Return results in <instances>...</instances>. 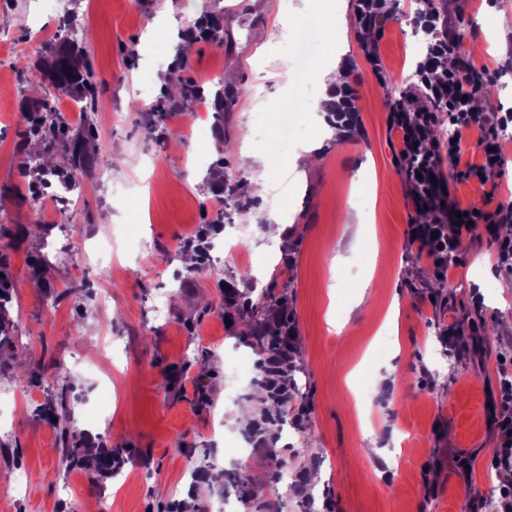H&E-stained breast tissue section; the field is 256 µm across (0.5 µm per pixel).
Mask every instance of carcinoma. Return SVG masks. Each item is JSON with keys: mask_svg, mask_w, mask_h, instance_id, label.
<instances>
[{"mask_svg": "<svg viewBox=\"0 0 512 512\" xmlns=\"http://www.w3.org/2000/svg\"><path fill=\"white\" fill-rule=\"evenodd\" d=\"M210 26L224 28L222 0H211V12L206 19L187 26L182 35L191 40L202 39L204 29ZM42 51L47 54L46 59L34 63L33 68L39 73L45 88L62 92L80 103L81 128L74 134L70 133V123L47 97L37 101L22 99L19 111L29 124V137L41 144V153L52 154L58 145H63V164L38 165L41 181L46 184L55 178L66 183L88 174L94 164L88 145L95 139L93 115L97 105V84L90 56L81 49L77 29L70 19L64 18L59 22L56 37L45 43ZM199 102L211 106L215 112L216 126L224 129V85L220 84L215 91L210 92L199 82L179 78L174 92L166 94L154 112L155 120L148 126L149 134H154L168 116L185 112ZM11 302L8 290L0 288V347L12 342L9 320ZM287 305L288 293L285 288L277 293L271 286L265 289L261 299L256 302L241 299L232 289L224 290V314L231 317L233 324L238 326V336L276 365L275 379L280 378L281 365L294 353L293 336L288 332V317L281 315L271 321L268 312L284 309ZM286 388L288 395L282 397L275 392L274 379L262 378L256 382V389L250 399L260 405L268 402L284 404L298 393L295 379L287 378ZM55 400L60 404V409H52L50 415L57 419L54 426L66 449L69 465L91 462L97 469L109 474L119 470L128 459L126 450L106 448L91 458L82 456V449L78 448L81 439L71 431L70 419L66 415L65 392L56 393Z\"/></svg>", "mask_w": 512, "mask_h": 512, "instance_id": "cac0c4a2", "label": "carcinoma"}]
</instances>
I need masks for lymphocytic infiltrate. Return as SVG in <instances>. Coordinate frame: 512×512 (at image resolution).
I'll list each match as a JSON object with an SVG mask.
<instances>
[{
    "instance_id": "lymphocytic-infiltrate-1",
    "label": "lymphocytic infiltrate",
    "mask_w": 512,
    "mask_h": 512,
    "mask_svg": "<svg viewBox=\"0 0 512 512\" xmlns=\"http://www.w3.org/2000/svg\"><path fill=\"white\" fill-rule=\"evenodd\" d=\"M422 29L433 36L426 56L417 67L418 93L397 100L389 109V136L398 148L396 158L405 160V177L412 185L411 207L415 216L408 242L419 256L430 260L436 279H446L459 266L465 242L480 238L483 230L512 224V207L497 205L460 217L457 185L478 179L492 182L503 155L500 134L512 126V113L488 111L482 93V72L472 62L449 65L457 54L460 36L452 32V17L431 10L418 17ZM453 132L448 140L436 137L442 123ZM481 136L476 143L478 161L465 164L455 179H447L443 160L460 161L472 130ZM493 419L500 437L494 463L502 475L500 501L503 512H512V380L501 382Z\"/></svg>"
}]
</instances>
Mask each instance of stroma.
Masks as SVG:
<instances>
[{
	"mask_svg": "<svg viewBox=\"0 0 512 512\" xmlns=\"http://www.w3.org/2000/svg\"><path fill=\"white\" fill-rule=\"evenodd\" d=\"M183 0H0V231L12 245L7 261L13 296V343L0 349V503L8 512H87L109 501L112 512H212L229 483L210 487L217 467L234 471L230 446L250 439L235 407L224 403L233 355L255 357L224 321V288L231 271L249 270L261 285L289 283L288 313L298 350L293 378L300 393L287 424L270 444H256L249 467L258 504L271 512H491L500 475L492 471L500 437L489 403L504 373H512V273L499 267L489 234L475 241L465 265L436 280L430 264L406 240L412 211L405 164L388 140V107L414 90L424 58L415 44L417 10L440 0H393L381 27H357L353 0H330L320 17L359 91L360 120L345 139L324 141L315 164L295 172L282 163L244 208L222 207L210 181L250 171L246 147L251 117L278 125V104L290 99L299 122H311L300 89L306 79L278 46L281 0H224V44L198 40L186 76L223 84L232 104L216 127L210 108L194 107L168 121L165 138L146 130L147 115L170 88L180 60ZM463 42L477 45L474 63L493 60L483 78L485 103L512 110V34L500 37V15L512 0L477 6L450 0ZM75 11L79 36L93 63L100 95L95 114L98 161L76 189L72 223L82 225L76 249L48 248L60 238L49 190L22 176L25 126L21 98L39 79L21 48L36 40L30 24L53 34ZM379 45L383 76L372 73L361 44ZM150 97L135 94L140 83ZM367 194L369 210L355 205ZM293 221L292 264L268 254L260 227L273 205ZM249 241L246 256L225 255L187 266L186 240L208 227V244L224 241L225 225ZM114 234V266H98L96 240ZM491 280L492 289L482 287ZM483 300L471 307L472 293ZM474 323L469 352L456 358L443 328L452 319ZM37 374L15 378L17 365ZM371 382L363 399L360 382ZM112 383V426L88 420L103 381ZM70 388L73 426L96 445L125 448L130 459L112 478L67 467L59 434L44 408L57 384ZM403 462L391 468V452ZM471 462L459 474L458 459ZM29 475L15 491L13 472Z\"/></svg>",
	"mask_w": 512,
	"mask_h": 512,
	"instance_id": "1",
	"label": "stroma"
}]
</instances>
